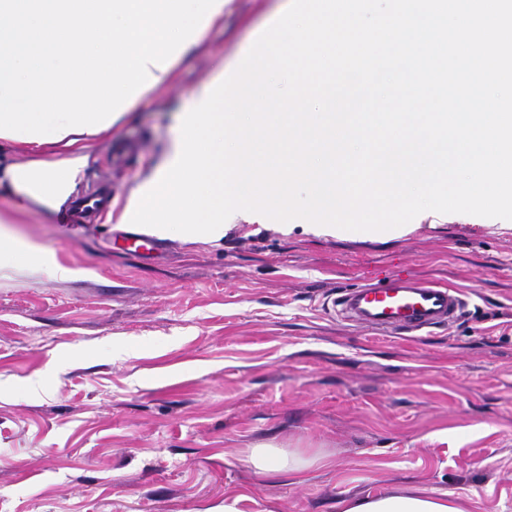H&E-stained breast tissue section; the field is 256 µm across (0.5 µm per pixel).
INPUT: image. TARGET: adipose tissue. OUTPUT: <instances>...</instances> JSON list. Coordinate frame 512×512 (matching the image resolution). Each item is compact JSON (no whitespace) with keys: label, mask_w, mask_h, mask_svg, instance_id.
<instances>
[{"label":"adipose tissue","mask_w":512,"mask_h":512,"mask_svg":"<svg viewBox=\"0 0 512 512\" xmlns=\"http://www.w3.org/2000/svg\"><path fill=\"white\" fill-rule=\"evenodd\" d=\"M227 0H0V144L57 145V160L0 167L16 211H54L73 194L86 150L224 15ZM28 265L64 280L71 269L0 218V269ZM265 472L299 474L317 454L273 444L248 449ZM341 512H463L450 494L405 490L344 500Z\"/></svg>","instance_id":"1"}]
</instances>
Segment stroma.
<instances>
[{
    "label": "stroma",
    "mask_w": 512,
    "mask_h": 512,
    "mask_svg": "<svg viewBox=\"0 0 512 512\" xmlns=\"http://www.w3.org/2000/svg\"><path fill=\"white\" fill-rule=\"evenodd\" d=\"M285 3L230 0L92 145L75 191L111 185L96 223L17 216L0 192V215L76 272L0 269V512H340L402 489L512 512V220L336 237L241 221L141 254L120 238L179 113ZM399 271L458 289V320L409 337L336 317V290ZM264 442L325 462L263 473L245 451Z\"/></svg>",
    "instance_id": "1"
}]
</instances>
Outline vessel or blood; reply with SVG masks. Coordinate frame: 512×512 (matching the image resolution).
Segmentation results:
<instances>
[{
    "label": "vessel or blood",
    "instance_id": "vessel-or-blood-1",
    "mask_svg": "<svg viewBox=\"0 0 512 512\" xmlns=\"http://www.w3.org/2000/svg\"><path fill=\"white\" fill-rule=\"evenodd\" d=\"M335 304L357 325L382 335L452 323L463 307L455 291L400 273L343 291Z\"/></svg>",
    "mask_w": 512,
    "mask_h": 512
}]
</instances>
